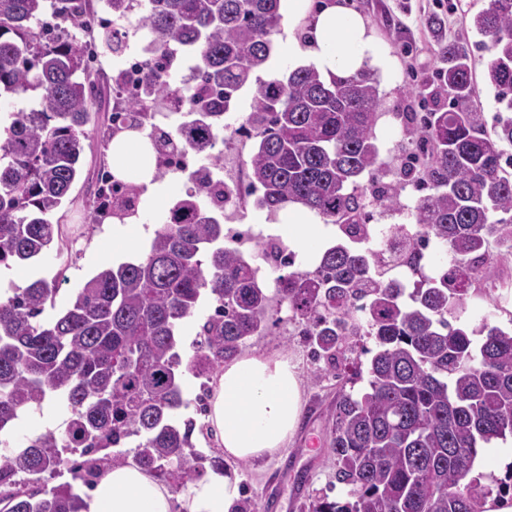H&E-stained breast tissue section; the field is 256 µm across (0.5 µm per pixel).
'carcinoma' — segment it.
<instances>
[{
  "mask_svg": "<svg viewBox=\"0 0 512 512\" xmlns=\"http://www.w3.org/2000/svg\"><path fill=\"white\" fill-rule=\"evenodd\" d=\"M103 4L117 17L141 7L140 0ZM84 13L72 0H0V99H28L0 128V266H29L53 247L60 225L50 216L69 198L84 141L96 131L88 127L100 95L95 53L125 47L110 23L81 42L76 31L91 23ZM281 22V0H148L141 12L156 40L146 94L127 100L105 141L142 131L150 97L174 92L168 67L177 48L194 58L199 86L185 123L175 134H151V148L160 158L187 147L204 163L186 175L195 190L176 200L142 258L101 270L50 316L57 288L43 277L0 299V434L47 398H61L69 413L62 432L29 436L0 456V512H82L81 487L93 488L111 466L135 465L175 491L207 462L224 467L223 458L209 459L192 444L195 423L179 417L187 406L181 379L210 378L250 337L268 333L276 302L302 320L299 335L324 364L314 380L371 355L367 377L358 370L337 383L330 446L346 498L316 496L309 512H481L492 493L460 475L472 473L488 445L512 438V331L450 319L472 284L495 273L490 244L512 256V158L504 151L512 116L487 132L467 50L440 44L418 145L431 149L434 166L415 223L448 251L455 273L444 265L416 279L407 296L362 247L370 188L361 177L379 167L374 72L327 80L302 66L255 77ZM473 26L492 52L487 81L512 111V0H488ZM253 79L248 121L258 140L247 186L261 207L301 205L346 237L323 251L319 268L278 277L272 295L224 246L215 214L224 193L209 181L220 162L213 130L224 128V114ZM138 194L134 184L118 194L98 186L92 220L131 214ZM205 300L214 310L185 360L179 328ZM361 336L374 347L358 343ZM363 379L366 386L355 390ZM132 436L140 438L133 453L119 451ZM62 471L71 481L40 484L43 474Z\"/></svg>",
  "mask_w": 512,
  "mask_h": 512,
  "instance_id": "1",
  "label": "carcinoma"
}]
</instances>
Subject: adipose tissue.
<instances>
[{
	"label": "adipose tissue",
	"instance_id": "ef3b65f1",
	"mask_svg": "<svg viewBox=\"0 0 512 512\" xmlns=\"http://www.w3.org/2000/svg\"><path fill=\"white\" fill-rule=\"evenodd\" d=\"M288 13L308 21L306 36L289 32L285 59L289 68L311 66L323 76L347 77L382 55L364 19L328 0H288ZM112 170L126 181L146 185L150 197L163 196L166 185L153 179L148 139L134 133L112 143ZM289 239L300 252H318L325 227L299 205L290 206ZM301 417V385L287 359L245 354L225 364L210 400L206 421L225 457L251 460L285 448ZM184 512H231L240 498L239 480L211 472L188 482L180 493ZM173 493L152 473L136 467L108 468L86 499L85 512H172Z\"/></svg>",
	"mask_w": 512,
	"mask_h": 512
}]
</instances>
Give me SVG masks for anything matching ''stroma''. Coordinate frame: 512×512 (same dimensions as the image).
Instances as JSON below:
<instances>
[{
  "instance_id": "35a3bbf8",
  "label": "stroma",
  "mask_w": 512,
  "mask_h": 512,
  "mask_svg": "<svg viewBox=\"0 0 512 512\" xmlns=\"http://www.w3.org/2000/svg\"><path fill=\"white\" fill-rule=\"evenodd\" d=\"M366 22L381 53L390 64L380 72V109L386 113L423 112L427 105L421 93L423 85L434 83L439 68L440 42H455L467 47L472 56L475 100L487 129H494L499 106L494 91L486 80L491 53L483 46L484 38L473 26L474 14L484 8L487 0H341ZM441 21L439 29L428 25L430 17ZM86 183L73 189L71 202L65 203L53 218L63 225L58 241L59 253L48 254L36 270L13 267L0 272V287L25 286L33 273L56 279L59 290L56 306H63L88 279L104 267L118 264L112 253V236L121 234L135 246L149 244L161 218L172 204L173 195L159 199L142 198V210L130 224L106 226L93 223L94 191L97 174L110 166V150L100 133L84 143L82 157ZM512 298L499 292L487 295L469 294L461 319L470 326L481 320L494 325H512L507 308ZM281 325L271 333L253 337L245 350L267 357H285L295 365L301 379L302 416L287 448L271 457L251 461H228L227 469L235 471L244 494L257 503L259 512H301L313 491L336 496V466L329 446L331 404L336 395L332 377L313 381L316 366L303 344L301 325L289 309L277 313ZM67 410L55 399L46 400L41 408L32 410L16 430V441H24L45 427L60 430L65 426Z\"/></svg>"
}]
</instances>
